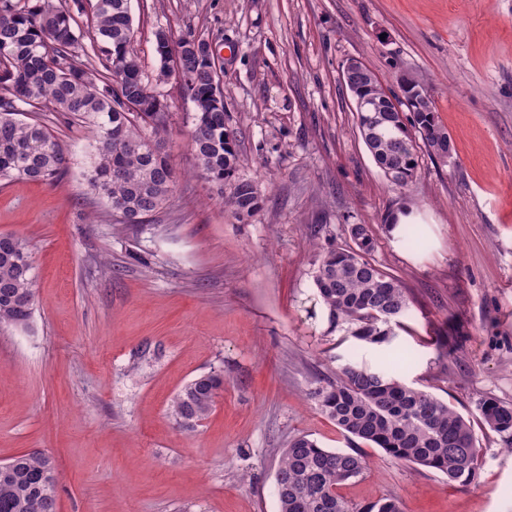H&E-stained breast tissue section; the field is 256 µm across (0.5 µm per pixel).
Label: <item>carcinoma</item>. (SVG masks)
Returning a JSON list of instances; mask_svg holds the SVG:
<instances>
[{"label": "carcinoma", "mask_w": 512, "mask_h": 512, "mask_svg": "<svg viewBox=\"0 0 512 512\" xmlns=\"http://www.w3.org/2000/svg\"><path fill=\"white\" fill-rule=\"evenodd\" d=\"M81 11L82 0H0V179L51 183L67 171V146L46 123L22 119L47 108L91 133L92 157L84 172L91 192L120 222L143 224L166 206L178 179L166 149L168 105L142 76L130 0H95L87 44L76 29L75 13ZM191 37L156 32V81H175L193 106L189 144L199 176L220 185L233 182L226 204L235 216H250L260 207V193L254 182L236 178L235 136L224 126V101L214 104V86L221 85L216 61L196 56ZM358 128L380 170L402 169L390 179L400 187L415 175L418 149L434 154L435 134L444 130L433 109L404 112L402 126L381 127L372 136L364 122ZM349 234L352 245L323 254L313 284L331 327L365 344L389 345L410 297L397 278L369 261V225L352 224ZM34 302L30 243L0 234V324L28 330ZM223 386L220 374L194 378L173 398L172 413L195 428ZM310 397L342 434L397 461L435 470L450 482L467 484L476 476L480 448L471 421L382 367L348 363ZM477 411L512 452V405L484 398ZM365 468L358 448H323L306 434L295 436L278 466L279 512H401L392 497L357 505L338 493ZM53 474L51 459L41 452L14 457L0 470V512H55L56 497L45 494Z\"/></svg>", "instance_id": "1"}]
</instances>
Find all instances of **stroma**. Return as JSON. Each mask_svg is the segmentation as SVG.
Wrapping results in <instances>:
<instances>
[{
    "label": "stroma",
    "instance_id": "stroma-1",
    "mask_svg": "<svg viewBox=\"0 0 512 512\" xmlns=\"http://www.w3.org/2000/svg\"><path fill=\"white\" fill-rule=\"evenodd\" d=\"M145 79L155 32L208 39L239 178L260 208L236 217L195 174L193 108L175 82L167 146L180 175L169 204L120 223L84 180L86 129L43 112L70 151L55 183L0 182V233L27 238L36 300L28 331L0 326V464L50 456L57 512H278L276 472L295 436L349 448L308 397L354 361L405 352L395 376L473 426L471 484L362 446L347 501L399 499L402 512H512V452L477 403L512 404V0H131ZM360 58L383 88L431 90L454 152L420 151L407 186L376 166L341 81ZM410 211L422 245L385 219ZM370 225L371 261L396 277L409 313L389 345L329 331L314 302L323 253ZM224 375L208 418L185 428L172 397Z\"/></svg>",
    "mask_w": 512,
    "mask_h": 512
}]
</instances>
